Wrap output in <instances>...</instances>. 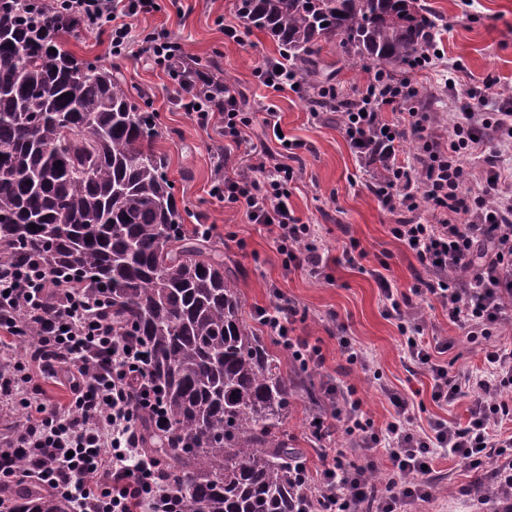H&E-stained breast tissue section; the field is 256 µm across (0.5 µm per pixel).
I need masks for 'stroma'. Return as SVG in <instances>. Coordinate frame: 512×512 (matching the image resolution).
Returning a JSON list of instances; mask_svg holds the SVG:
<instances>
[{
  "label": "stroma",
  "mask_w": 512,
  "mask_h": 512,
  "mask_svg": "<svg viewBox=\"0 0 512 512\" xmlns=\"http://www.w3.org/2000/svg\"><path fill=\"white\" fill-rule=\"evenodd\" d=\"M426 2L441 21L436 39L440 57L429 68L410 71L416 86L441 103L453 96L467 100L470 88L481 86L488 76L497 78L499 88H511L512 0ZM160 5L159 12L135 19L134 29L167 31L183 43L188 60L218 57L247 101V111L256 122L255 134L264 136L278 152L280 142L260 124L263 108L275 106L281 127L294 145L288 163L297 180L289 202L304 223L314 225L321 245L334 257L328 279H315L300 270L284 273L282 257L267 231L211 196L214 158L224 138L218 129L200 128L190 113L179 108L175 85L167 73L134 54L113 57L108 52L107 34L95 29L80 28L68 47L78 58L104 71H120L131 92H152L153 107L160 114L157 147L167 158V175L178 207L186 223L211 225L212 246L235 272L245 320L256 324L258 309L284 294L298 309L296 335L319 345L323 365L302 374L304 383L315 386L319 398L312 402L305 391H297L290 399L285 421L289 444L301 450L303 464L309 471H319L327 448L342 451L350 461L358 456L352 438L345 433L320 441L309 428L313 416L330 412L328 390L340 381L356 385L362 409L375 427L385 426L394 413L387 396L391 390L406 395L412 403L413 428L426 427L433 416L465 424L468 399L443 407L432 402L430 376L410 365L398 322L385 314L373 269L387 264V277L405 292L414 283L415 260L390 232L398 214L384 210L374 195L375 166L351 146L334 116L312 118L308 90L276 92L258 82L256 67L267 58L280 56L281 51L263 31L242 27L236 0H160ZM228 25L241 27L242 43L225 41ZM321 56L327 65L326 85L358 97L369 79L361 64L338 62L332 44L324 46ZM352 238L367 252L357 266L340 260L343 245ZM421 314L428 334L453 340V348L444 356L453 375L463 379L484 371L480 340L471 339L452 324L439 303L423 305ZM342 336L351 337L365 351L373 363L371 372L347 363L338 348ZM431 467L441 494L411 502L405 512H466L467 498L462 491L476 480V473L444 451L433 457Z\"/></svg>",
  "instance_id": "35a3bbf8"
}]
</instances>
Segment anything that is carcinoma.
I'll list each match as a JSON object with an SVG mask.
<instances>
[{"mask_svg":"<svg viewBox=\"0 0 512 512\" xmlns=\"http://www.w3.org/2000/svg\"><path fill=\"white\" fill-rule=\"evenodd\" d=\"M237 13L283 48L313 88L322 44L387 79L434 47L423 0H237ZM79 17L57 0H0V263L35 252L74 268L118 331L151 351L172 461L165 479L187 512H305L283 429L293 382L243 318L242 300L209 238L181 224L156 151V117L117 76L78 59ZM324 112L361 103L315 96ZM36 228L31 229L29 225ZM13 512H70L49 492Z\"/></svg>","mask_w":512,"mask_h":512,"instance_id":"carcinoma-1","label":"carcinoma"}]
</instances>
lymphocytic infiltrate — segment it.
<instances>
[{"label":"lymphocytic infiltrate","mask_w":512,"mask_h":512,"mask_svg":"<svg viewBox=\"0 0 512 512\" xmlns=\"http://www.w3.org/2000/svg\"><path fill=\"white\" fill-rule=\"evenodd\" d=\"M69 7L87 27L109 31L112 55L133 48L167 71L185 54L183 44L165 31L146 33L139 46H132V18L157 12L158 0H69ZM377 82L370 77L361 92L368 113H348L343 130L364 155L394 156L402 141L416 137L423 157L420 184L399 176L380 188L379 196L386 210L423 208L432 221L410 219L390 228L421 268L410 292L394 288L383 274L375 280L387 315L399 322L410 363L431 375L433 402L448 405L468 392L473 399L465 425L437 417L419 432L411 427L408 400L395 393L393 420L376 429L355 385L330 387L336 409L331 418L312 423L313 434L322 440L344 430L371 457L361 465L348 463L331 448L323 455L320 475L301 472L299 487L313 499L311 512H400L409 501L433 497L426 466L440 449L470 468H489L497 488L512 494V435L497 432L512 422V348L491 341L512 319V161L507 158L512 107L500 100L495 80L484 81L470 91L474 107L449 113L443 143L428 132L430 113L412 106L419 90L411 80L384 91ZM177 103L201 128L217 118L224 123L212 196L261 225L286 269L324 278L329 256L312 226L288 204L295 171L268 146L254 143L234 83L225 82L207 100L181 97ZM385 106L397 112L394 122L382 119ZM80 288L75 276L53 269L40 255L20 267L0 264V332L39 335L26 361L0 366V396L27 412L10 446L0 448V487L35 478L37 486L67 500L71 512H184L182 494L156 482L159 461L147 453L140 428L146 417L157 439L169 436L163 399L147 371V349L134 337L119 335L103 317L100 300ZM433 301L466 335L486 338L483 374L462 382L441 364L439 357L451 344L425 337L420 313L421 304ZM296 314L293 302L281 295L259 316L299 367L321 366L320 348L294 334ZM35 369L63 374L71 394L66 412H48L30 389ZM376 451L390 463L383 495L375 494L367 479L377 468Z\"/></svg>","instance_id":"f902f5d3"}]
</instances>
